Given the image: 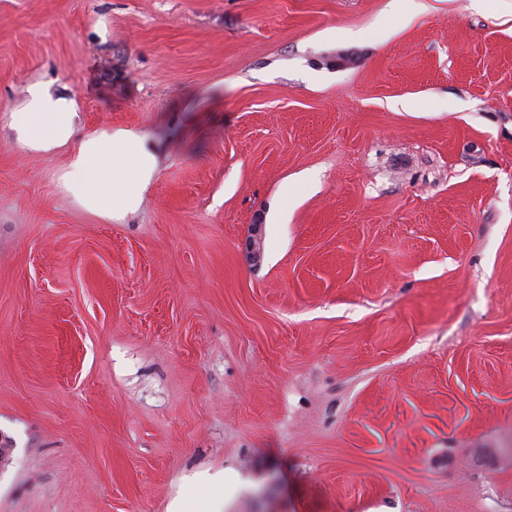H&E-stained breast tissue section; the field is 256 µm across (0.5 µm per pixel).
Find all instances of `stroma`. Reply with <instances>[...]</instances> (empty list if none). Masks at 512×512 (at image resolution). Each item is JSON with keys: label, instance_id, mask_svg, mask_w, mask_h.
<instances>
[{"label": "stroma", "instance_id": "1", "mask_svg": "<svg viewBox=\"0 0 512 512\" xmlns=\"http://www.w3.org/2000/svg\"><path fill=\"white\" fill-rule=\"evenodd\" d=\"M396 2L0 0V512H512V0ZM35 78L138 209L17 145ZM157 161L143 136L102 129L80 137L63 175L66 189L83 209L102 217L134 211L153 178ZM199 485L204 490L197 503V511L194 512H222L224 508V472L217 474L204 473L199 477ZM223 487V496L220 499L213 497V489Z\"/></svg>", "mask_w": 512, "mask_h": 512}]
</instances>
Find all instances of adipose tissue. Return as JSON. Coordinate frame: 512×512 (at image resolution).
Here are the masks:
<instances>
[{
  "mask_svg": "<svg viewBox=\"0 0 512 512\" xmlns=\"http://www.w3.org/2000/svg\"><path fill=\"white\" fill-rule=\"evenodd\" d=\"M78 118L72 99L36 80L26 85L9 126L29 150L69 147L63 181L83 209L102 217L135 210L156 169L154 152L143 136L127 130L79 134Z\"/></svg>",
  "mask_w": 512,
  "mask_h": 512,
  "instance_id": "adipose-tissue-1",
  "label": "adipose tissue"
}]
</instances>
